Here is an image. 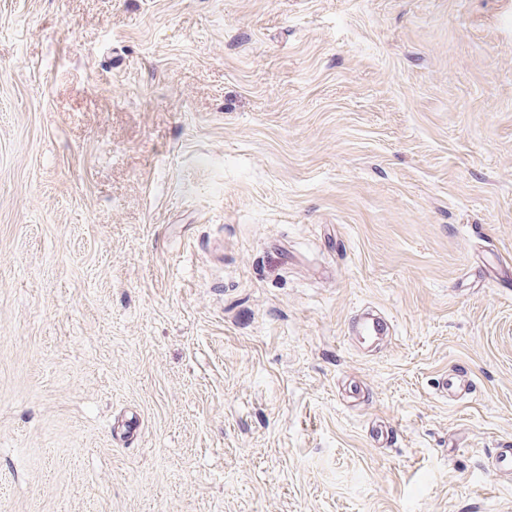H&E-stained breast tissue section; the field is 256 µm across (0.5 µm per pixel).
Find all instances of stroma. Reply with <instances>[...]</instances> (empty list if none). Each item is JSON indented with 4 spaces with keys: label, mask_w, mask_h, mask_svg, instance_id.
<instances>
[{
    "label": "stroma",
    "mask_w": 512,
    "mask_h": 512,
    "mask_svg": "<svg viewBox=\"0 0 512 512\" xmlns=\"http://www.w3.org/2000/svg\"><path fill=\"white\" fill-rule=\"evenodd\" d=\"M501 256L512 0H0V512H512Z\"/></svg>",
    "instance_id": "obj_1"
}]
</instances>
